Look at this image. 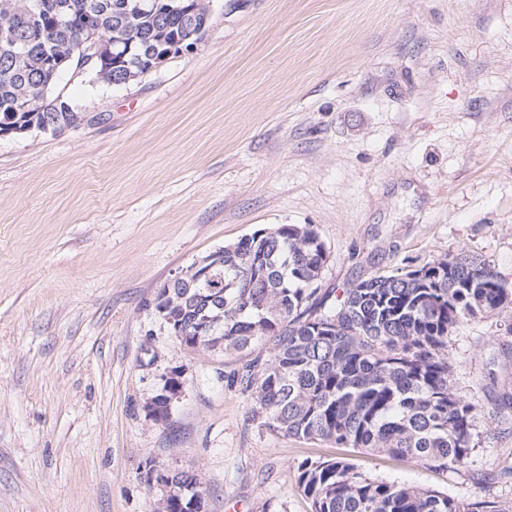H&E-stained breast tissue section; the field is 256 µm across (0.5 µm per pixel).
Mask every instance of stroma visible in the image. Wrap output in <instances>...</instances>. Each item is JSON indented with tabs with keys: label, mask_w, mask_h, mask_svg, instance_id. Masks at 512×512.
Listing matches in <instances>:
<instances>
[{
	"label": "stroma",
	"mask_w": 512,
	"mask_h": 512,
	"mask_svg": "<svg viewBox=\"0 0 512 512\" xmlns=\"http://www.w3.org/2000/svg\"><path fill=\"white\" fill-rule=\"evenodd\" d=\"M56 90L80 125L0 136V512H154L151 463L197 473L206 512H311L297 466L319 458L512 505V304L448 337L484 411L444 471L250 421L241 355L185 349L155 309L279 224L318 232L324 293L459 253L512 284V0H211L143 77ZM167 378L173 380L175 385L173 387L171 385H169L167 390H163L162 391V395L161 396H158V394H157L155 397H153L150 400V402L147 405L148 406V412H149L150 416L153 417V418H156V419L158 418V417H156V414H157L156 413V409H157L158 403L161 402V403H159V413H160V415L163 418H167L168 417V412H169V415H170L171 404H172L173 400L181 392V382L176 379V376H174V375H172L170 373V376H166V379ZM162 401L167 404L169 411H167V409L165 407V404H163Z\"/></svg>",
	"instance_id": "obj_1"
}]
</instances>
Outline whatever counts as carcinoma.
<instances>
[{
    "instance_id": "cac0c4a2",
    "label": "carcinoma",
    "mask_w": 512,
    "mask_h": 512,
    "mask_svg": "<svg viewBox=\"0 0 512 512\" xmlns=\"http://www.w3.org/2000/svg\"><path fill=\"white\" fill-rule=\"evenodd\" d=\"M42 7H35L36 3ZM125 0H10L0 9V132L33 119L74 115L58 99L63 68L49 53L80 57L90 12L115 43L90 73L104 84L141 77L155 51L187 39L177 0H145L127 17ZM21 102L31 111L17 112ZM328 260L312 226L280 224L224 247L212 276L190 288L160 289L155 309L226 355L258 344L259 354L228 376L251 400V419L306 440L329 441L435 469L463 468L474 444L479 404L452 390L455 364L448 335L460 323L512 303V286L463 254L371 275L342 289L334 302L318 296ZM179 499L158 500L155 512H198V476L168 471ZM298 485L311 512H512L495 501L463 504L447 494L372 478L347 460H304Z\"/></svg>"
}]
</instances>
